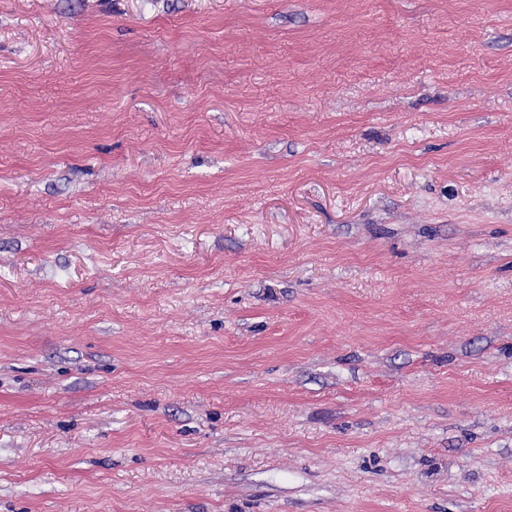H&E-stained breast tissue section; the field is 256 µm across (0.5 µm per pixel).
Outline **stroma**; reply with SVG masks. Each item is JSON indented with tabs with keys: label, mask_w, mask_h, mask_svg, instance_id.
Masks as SVG:
<instances>
[{
	"label": "stroma",
	"mask_w": 512,
	"mask_h": 512,
	"mask_svg": "<svg viewBox=\"0 0 512 512\" xmlns=\"http://www.w3.org/2000/svg\"><path fill=\"white\" fill-rule=\"evenodd\" d=\"M0 512H512V0H0Z\"/></svg>",
	"instance_id": "stroma-1"
}]
</instances>
